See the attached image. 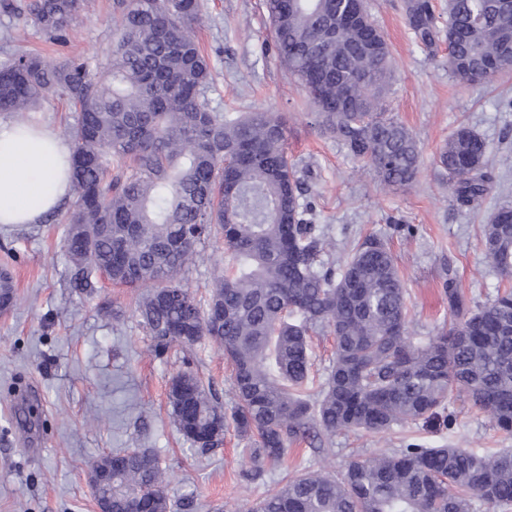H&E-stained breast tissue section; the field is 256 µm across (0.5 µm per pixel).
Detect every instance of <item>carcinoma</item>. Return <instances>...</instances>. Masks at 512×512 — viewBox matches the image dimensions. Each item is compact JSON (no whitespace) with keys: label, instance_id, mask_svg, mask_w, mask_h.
<instances>
[{"label":"carcinoma","instance_id":"1","mask_svg":"<svg viewBox=\"0 0 512 512\" xmlns=\"http://www.w3.org/2000/svg\"><path fill=\"white\" fill-rule=\"evenodd\" d=\"M91 0H0V10L28 13L60 42ZM279 60L317 107L319 124L386 186L411 183L420 151L390 110L389 47L365 0H264ZM112 48L93 71L79 59L50 62L3 51L0 112H28L50 93L78 115L70 130L76 196L65 234L69 286L78 294L97 277L142 288L139 323L155 355L204 340L232 368L235 404L224 413L212 382L192 371L172 377L174 425L192 449L224 444L229 424L254 438L243 449L248 476L279 463L288 447L338 432L381 434L428 420L454 393L512 432V289L474 308L447 280L448 329L424 343L409 335L404 284L390 249L378 239L353 248L338 267L325 259L324 232L306 215L285 118L273 112H214L209 62L193 34L200 0H113ZM406 23L434 51L448 44V70L462 84L512 71V0H448L445 32L431 0H406ZM484 139L459 127L440 148L448 191L473 208L492 189ZM224 242L230 263L214 277L206 303L180 275L196 247ZM484 257L512 278V205L483 228ZM15 299L0 273V308ZM328 331L334 357L311 376L310 335ZM112 477L103 493L112 512H191L167 495L168 473L143 448L103 455ZM512 512V448L409 445L345 469L293 475L249 512Z\"/></svg>","mask_w":512,"mask_h":512}]
</instances>
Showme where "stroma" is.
<instances>
[{"label":"stroma","instance_id":"stroma-1","mask_svg":"<svg viewBox=\"0 0 512 512\" xmlns=\"http://www.w3.org/2000/svg\"><path fill=\"white\" fill-rule=\"evenodd\" d=\"M203 3L195 33L214 78L210 109H264L286 119L289 153L304 180L311 219L323 227L334 261L344 262L365 239L384 241L406 289L409 328L422 339L448 325L447 278L473 305L504 288L485 263L482 226L500 206L512 204V165L504 163L512 156V72L479 86L457 83L448 71L446 42L433 52L418 43L403 0H369L391 49L390 106L420 148L415 181L386 187L318 127L313 107L277 59L263 0ZM12 31L16 40L5 42ZM111 45L112 0H94L64 45L47 41L31 19L0 12V50L101 63ZM0 120L38 123L61 134L73 114L65 100L51 95L38 111L4 113ZM461 125L486 141L495 172L491 192L471 210L455 204L448 175L437 165L440 148ZM66 214L61 208L37 224L0 226V271L11 273L17 294L13 308L0 313V512H96L90 465L126 448L157 455L171 470L169 497H193L194 512H248L284 475L338 470L351 459L412 443L481 452L512 448V433L454 396L444 413L427 422H406L375 436L339 433L326 438L321 452L296 445L254 480L242 475L247 441L235 429L215 451H190L170 415V378L185 368L198 371L229 410L230 365L209 343L153 356L134 314L137 289L103 279L92 295H77L64 255ZM223 265L222 243L207 242L182 279L204 297ZM30 407L36 422L25 431L20 421Z\"/></svg>","mask_w":512,"mask_h":512}]
</instances>
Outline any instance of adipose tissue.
<instances>
[{"mask_svg": "<svg viewBox=\"0 0 512 512\" xmlns=\"http://www.w3.org/2000/svg\"><path fill=\"white\" fill-rule=\"evenodd\" d=\"M69 147L50 129L0 122V224H36L71 191Z\"/></svg>", "mask_w": 512, "mask_h": 512, "instance_id": "1", "label": "adipose tissue"}]
</instances>
